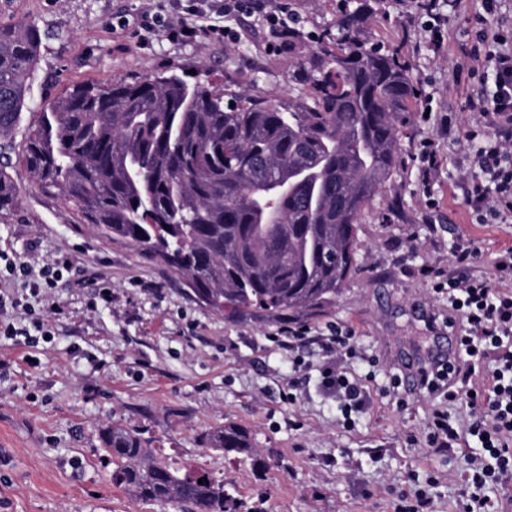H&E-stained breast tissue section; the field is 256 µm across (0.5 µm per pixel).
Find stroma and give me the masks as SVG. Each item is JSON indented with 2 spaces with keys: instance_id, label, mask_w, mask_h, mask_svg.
I'll return each instance as SVG.
<instances>
[{
  "instance_id": "35a3bbf8",
  "label": "stroma",
  "mask_w": 512,
  "mask_h": 512,
  "mask_svg": "<svg viewBox=\"0 0 512 512\" xmlns=\"http://www.w3.org/2000/svg\"><path fill=\"white\" fill-rule=\"evenodd\" d=\"M440 9L447 35L439 50L417 0H388L369 27L374 39L401 47L414 86L432 97L435 111L426 118L413 111L402 165L357 226L361 270L332 311L311 322L318 330L330 323L353 329L375 360L353 365L370 400L351 427L320 392L317 372L296 402L282 400L293 371L287 351L269 340L277 324L236 322L197 303L171 268L101 238L60 195L38 190L23 166L12 168L21 203L0 214V294L18 305L4 315L27 329L43 322L52 334L34 347L0 338V359L12 363L0 377V512H174L112 485L100 432L114 422L140 433L173 467L223 482L240 512H394L399 491L419 488L434 512H453L464 451L429 447L433 396L391 395L390 380L450 342L448 303L418 269L451 268L463 235L485 250L477 270L492 276L489 255L512 245V223H475L464 204L473 145L463 133L482 126L464 104L491 91L493 81L460 78L456 70L482 0H442ZM146 10L182 19L173 0H0V23L32 21L42 33L32 105L76 83L141 80L171 69L274 103L302 92L297 75L313 43L270 51L261 13L214 17L236 40L202 35L184 43L142 30ZM447 120L461 135L440 142L441 165L427 186L415 156ZM431 197L438 202L432 210ZM64 258L69 265L52 288L33 297L29 277ZM13 262L28 265L29 276L12 273ZM101 281L112 301L90 308ZM227 423L248 432L252 454L210 448L209 433Z\"/></svg>"
}]
</instances>
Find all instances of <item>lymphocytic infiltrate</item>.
<instances>
[{
  "label": "lymphocytic infiltrate",
  "instance_id": "lymphocytic-infiltrate-1",
  "mask_svg": "<svg viewBox=\"0 0 512 512\" xmlns=\"http://www.w3.org/2000/svg\"><path fill=\"white\" fill-rule=\"evenodd\" d=\"M499 0H484V17L461 65L469 78L494 73L492 94L468 97L469 111L478 113L493 129L492 135L470 131L474 143V171L469 177L464 203L479 221L497 220L512 213V33L492 30L487 25ZM185 21L166 27L168 38L182 42L206 33L224 39L227 28L198 26L208 14L223 16L262 12L273 40L270 50L284 51L293 45L298 16L294 0H186L181 7ZM482 250L470 238H459L454 246L455 269L451 273L425 267L420 271L434 293L448 298V329L457 337L449 363L424 372L421 387L436 395L427 441L429 447L452 450L462 437L479 439L481 451L468 455L461 475L462 489L455 512H503L502 501L512 496V288L493 287L490 280L475 274L473 266ZM271 340L292 354L295 369L305 368L304 350L317 347L318 387L333 399L342 413L366 408L368 394L364 381L353 373L356 360L367 353L355 333L328 326L314 333L306 324L281 327ZM462 402L468 416L452 419L449 405Z\"/></svg>",
  "mask_w": 512,
  "mask_h": 512
}]
</instances>
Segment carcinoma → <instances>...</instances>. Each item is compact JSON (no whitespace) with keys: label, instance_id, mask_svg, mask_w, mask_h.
Listing matches in <instances>:
<instances>
[{"label":"carcinoma","instance_id":"obj_1","mask_svg":"<svg viewBox=\"0 0 512 512\" xmlns=\"http://www.w3.org/2000/svg\"><path fill=\"white\" fill-rule=\"evenodd\" d=\"M383 4L337 0L336 21L301 64L308 94L286 104L171 71L77 83L34 112L40 29L0 24V156L31 112L17 162L102 238L161 260L230 319H317L360 271L357 224L401 166L418 99L401 49L369 37ZM10 164L0 162L1 214L19 205ZM100 438L112 485L133 498L239 512L223 483L172 468L136 431L114 423ZM208 442L253 453L231 425Z\"/></svg>","mask_w":512,"mask_h":512}]
</instances>
